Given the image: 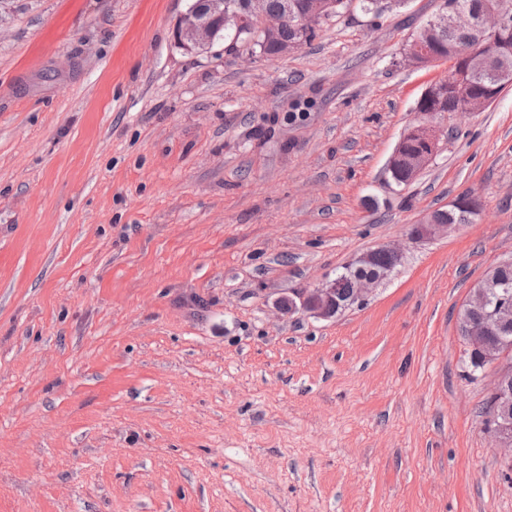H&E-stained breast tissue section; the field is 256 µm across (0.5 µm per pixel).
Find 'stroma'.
<instances>
[{
  "instance_id": "35a3bbf8",
  "label": "stroma",
  "mask_w": 512,
  "mask_h": 512,
  "mask_svg": "<svg viewBox=\"0 0 512 512\" xmlns=\"http://www.w3.org/2000/svg\"><path fill=\"white\" fill-rule=\"evenodd\" d=\"M185 8L0 0V512H512L457 325L512 257V84L397 188L437 0L276 58L184 51ZM386 245L365 303L282 309ZM466 191L456 198V203L449 207L435 210L431 213L427 221H432L437 224H427L428 236L448 234V230L456 227L458 224H472L474 223L479 211L473 210L468 206L457 204V201L462 197L470 194Z\"/></svg>"
}]
</instances>
